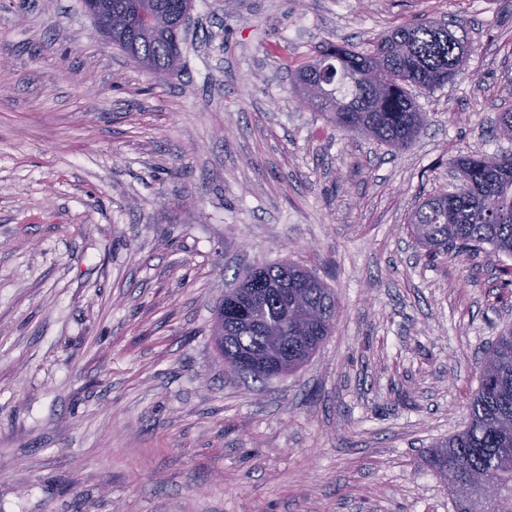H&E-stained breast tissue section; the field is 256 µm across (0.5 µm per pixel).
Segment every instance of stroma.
Instances as JSON below:
<instances>
[{
  "mask_svg": "<svg viewBox=\"0 0 512 512\" xmlns=\"http://www.w3.org/2000/svg\"><path fill=\"white\" fill-rule=\"evenodd\" d=\"M463 24L405 149L329 127L288 67ZM155 78L82 0H0V512H454L462 430L512 305L501 256L425 257L412 210L459 154H512V0H194ZM290 261L334 291L294 373H231L213 310Z\"/></svg>",
  "mask_w": 512,
  "mask_h": 512,
  "instance_id": "stroma-1",
  "label": "stroma"
}]
</instances>
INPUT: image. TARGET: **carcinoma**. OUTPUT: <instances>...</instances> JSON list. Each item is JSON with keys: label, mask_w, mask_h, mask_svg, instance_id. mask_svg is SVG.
Returning <instances> with one entry per match:
<instances>
[{"label": "carcinoma", "mask_w": 512, "mask_h": 512, "mask_svg": "<svg viewBox=\"0 0 512 512\" xmlns=\"http://www.w3.org/2000/svg\"><path fill=\"white\" fill-rule=\"evenodd\" d=\"M101 0L114 19L128 17L139 31V53L131 56L157 78L176 71L181 33L173 21L185 0ZM438 20L405 23L380 37L369 52L327 44L291 73L298 95L319 90L314 110L342 132L369 136L405 148L421 132L425 116L411 95L414 87L435 89L451 82L466 62L467 31ZM451 164L469 185L465 195L440 193L411 214L407 230L436 255L456 256L488 245L512 257V156L459 155ZM245 306L248 317L224 310ZM339 313L332 288L294 263L250 270L224 293L216 309L213 340L224 365L266 357L279 348L288 372L301 368L331 334ZM426 463L448 485L455 512H512V325L488 347L479 367L478 388L464 429L436 441ZM499 486L495 502L483 507L479 484Z\"/></svg>", "instance_id": "carcinoma-1"}]
</instances>
